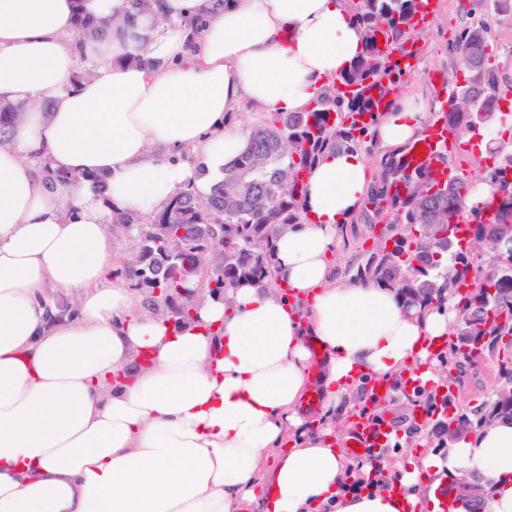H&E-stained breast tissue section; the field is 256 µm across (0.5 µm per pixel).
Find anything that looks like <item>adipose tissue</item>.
<instances>
[{
    "label": "adipose tissue",
    "instance_id": "ef3b65f1",
    "mask_svg": "<svg viewBox=\"0 0 512 512\" xmlns=\"http://www.w3.org/2000/svg\"><path fill=\"white\" fill-rule=\"evenodd\" d=\"M79 11L103 32L74 37ZM363 47L346 0H0V103L20 112L0 147V512H426L462 469L494 484L488 512H512L507 422L412 460L405 495L346 487L337 407L370 376L438 383L430 344L454 318L338 275L337 235L375 183L366 150L312 168L272 282L229 286L197 322L174 330L110 279L117 214L208 194L248 145L231 112L305 111ZM424 118L391 106L374 145L418 139ZM51 288L74 314L50 315Z\"/></svg>",
    "mask_w": 512,
    "mask_h": 512
}]
</instances>
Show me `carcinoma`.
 Instances as JSON below:
<instances>
[{
    "label": "carcinoma",
    "mask_w": 512,
    "mask_h": 512,
    "mask_svg": "<svg viewBox=\"0 0 512 512\" xmlns=\"http://www.w3.org/2000/svg\"><path fill=\"white\" fill-rule=\"evenodd\" d=\"M352 10L365 33V50L340 83L357 87L356 95L346 98L334 85L307 112L270 113L251 129L247 148L224 171V181L205 197L192 189L176 193L151 216L154 232L143 235L138 251L112 268L113 277L145 293L149 312L174 315L167 299L177 297L180 288L271 279L270 240L305 221L307 170L325 154L357 148L371 136L380 115L371 92L382 77L403 76L405 68L392 54L406 55L417 0H359ZM384 46L391 52H384ZM452 50L458 54V70L445 78L450 93L491 108L492 123L512 116L499 106L512 93V80L492 62L486 26L477 22L461 29ZM364 113L368 122L356 120ZM436 119L453 134L475 130L466 112L442 110ZM15 123V109L0 104V146L9 141ZM411 148L408 143L380 160L379 183L369 204L378 212L391 211L394 219L356 279L396 289L408 307L440 304L458 295L451 355L459 363L474 354L488 359L499 375L512 379V193L502 194L504 178L512 174V139L490 152L487 179L499 202L470 208L473 181L462 172L437 187L430 166L413 168L406 160ZM486 210L494 216L485 218ZM462 221L468 223L466 243L454 234ZM221 226L224 243L232 244L229 250L214 243ZM156 288L162 290L159 297ZM493 401L436 419L438 447H448L444 439L450 435L462 438L499 419L512 421V388L495 391ZM476 479L483 488L477 499L448 484L453 506L462 512H485L493 496V486L479 474Z\"/></svg>",
    "instance_id": "1"
}]
</instances>
